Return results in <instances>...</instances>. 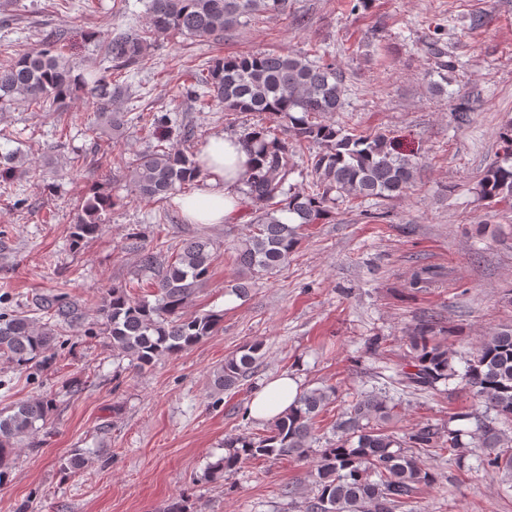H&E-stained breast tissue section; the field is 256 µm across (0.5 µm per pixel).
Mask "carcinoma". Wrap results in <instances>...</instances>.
I'll list each match as a JSON object with an SVG mask.
<instances>
[{
  "label": "carcinoma",
  "instance_id": "carcinoma-1",
  "mask_svg": "<svg viewBox=\"0 0 512 512\" xmlns=\"http://www.w3.org/2000/svg\"><path fill=\"white\" fill-rule=\"evenodd\" d=\"M288 0H149V25L117 33L106 44L111 73L94 81L90 94L98 100L99 125L118 130L126 114L112 110V102L131 89L128 67L161 36L206 38L237 26L240 18L259 12H283ZM47 46L0 62V109L14 103L38 108L65 100L86 88L74 74L64 51ZM191 96L203 111L217 103L227 112L268 114L279 132L256 125L240 135L251 166L242 179V194L256 216L253 232L236 249L240 274H270L288 261L310 224L331 217L336 201L358 198H397L414 180L411 160L390 148L383 134L363 135L333 120L341 110L343 87L336 63L313 64L291 51H263L227 57L197 74ZM135 123L150 136L176 123L171 116L140 111ZM500 138L503 155L477 182L482 201L512 208V120ZM316 145L307 156L313 176L307 191L289 184L298 162L296 153ZM127 169L139 196L163 203L170 195L198 181L203 165L194 154L162 145L133 158L117 159ZM115 201L102 187L90 190L81 203L71 231L75 246L98 237ZM216 258L210 239L186 241L162 267L154 285V301L138 297L127 286L114 285L104 304L96 308L103 319L112 355L126 357L144 370L165 355L189 350L220 328L223 314L189 315L188 305L208 280ZM42 322L23 314L0 313V355L20 369L43 366L54 358L58 336L84 326L86 313L59 295L41 298ZM448 331L430 313L407 328L409 352L396 365L395 380L414 391L445 386L453 380L472 391L480 412L458 416L474 420L472 430H443L426 423L404 437L383 431L381 424L395 416L397 403L387 392H359L332 425L334 439L318 450L317 418L335 399L336 388L318 387L299 394L288 413L265 429L224 440L227 454L209 465L214 481L237 469L247 459L294 458L314 464L315 493L301 501L300 512H397L412 503L423 486L436 482L435 473L409 453L414 448L431 456H455L471 438L481 449L480 464L487 473L512 481V324H503L482 338L477 348L461 353L448 348L441 337ZM263 344H246L224 359L213 374L216 392L241 386L262 358ZM56 399L43 395L0 410V485L9 480L17 447H37L36 433L44 429Z\"/></svg>",
  "mask_w": 512,
  "mask_h": 512
}]
</instances>
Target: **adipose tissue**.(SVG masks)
Segmentation results:
<instances>
[{"mask_svg":"<svg viewBox=\"0 0 512 512\" xmlns=\"http://www.w3.org/2000/svg\"><path fill=\"white\" fill-rule=\"evenodd\" d=\"M203 154L209 159V176L203 188L182 198L181 206L194 223L221 224L235 218L241 209L239 187L248 156L237 136L228 133L212 137ZM297 392L292 377H277L255 393L249 413L258 420L273 419L288 409Z\"/></svg>","mask_w":512,"mask_h":512,"instance_id":"1","label":"adipose tissue"}]
</instances>
